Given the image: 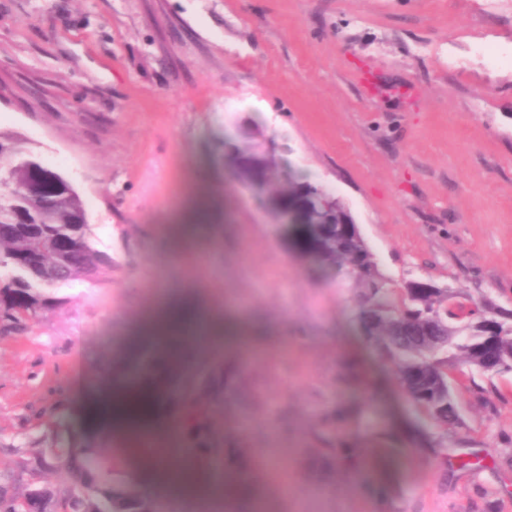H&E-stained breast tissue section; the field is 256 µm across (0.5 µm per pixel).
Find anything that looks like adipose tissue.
<instances>
[{
	"instance_id": "1",
	"label": "adipose tissue",
	"mask_w": 512,
	"mask_h": 512,
	"mask_svg": "<svg viewBox=\"0 0 512 512\" xmlns=\"http://www.w3.org/2000/svg\"><path fill=\"white\" fill-rule=\"evenodd\" d=\"M202 328L211 334L224 332L225 346L236 342L233 321H222L220 315L202 308L183 291L168 300L162 316L142 330L138 343L177 375L193 365L192 343ZM175 337L185 343L182 352L171 350L170 341ZM154 377L151 371L128 374L122 394L89 391L94 405L86 410L87 423L117 432L122 451L138 465L146 490L161 488L182 500L207 504L213 512H226L228 486L211 483L204 461L180 447L183 410L179 402L162 390L151 399L133 401L132 390Z\"/></svg>"
}]
</instances>
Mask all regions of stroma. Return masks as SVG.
<instances>
[{
  "label": "stroma",
  "mask_w": 512,
  "mask_h": 512,
  "mask_svg": "<svg viewBox=\"0 0 512 512\" xmlns=\"http://www.w3.org/2000/svg\"><path fill=\"white\" fill-rule=\"evenodd\" d=\"M498 60L488 62L485 49ZM0 132L80 195L112 259L0 333V472L74 434L93 366L123 370L159 298L265 330L240 354L239 434L265 465L262 512H512V372L429 424L357 331L356 292L300 258L224 166V139L276 142L279 169L333 193L393 287L464 286L512 309V0H0ZM211 239L178 256L197 201ZM381 473L312 472L313 432ZM442 440L443 466L420 450ZM344 418L345 414L339 410L327 411L322 416L316 438L322 446V459L325 463L337 461L348 466H353L356 463L354 451L337 452V448L344 444L339 441L340 424Z\"/></svg>",
  "instance_id": "1"
}]
</instances>
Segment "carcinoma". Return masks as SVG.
Masks as SVG:
<instances>
[{
  "instance_id": "cac0c4a2",
  "label": "carcinoma",
  "mask_w": 512,
  "mask_h": 512,
  "mask_svg": "<svg viewBox=\"0 0 512 512\" xmlns=\"http://www.w3.org/2000/svg\"><path fill=\"white\" fill-rule=\"evenodd\" d=\"M0 321L3 329L16 330L29 317L22 306H13L15 297H25L40 313L54 304L49 290L83 277L97 275L105 268V253L89 239V224L80 196L60 173L52 172L46 193L31 188L32 169L42 166L38 157L20 140L0 133ZM294 249L320 267H331L356 288L359 318L376 314L378 329L369 339L380 359L393 364L399 382L414 372L422 380L406 386L409 400L430 423L450 430L458 424L454 385L450 377L467 376L470 386L479 388L473 344L483 335L485 325L496 323L505 337L503 361L498 373L512 372V317L492 297L475 296L457 286L435 287L424 295L417 281L394 288L382 274L373 253L362 239L347 240L339 235L321 236L311 227L297 231ZM238 365L224 355L223 347L202 348L192 371L180 382L177 397L185 410L181 448L206 452L212 475L230 477L238 485L240 507L229 512H257L258 504L248 501L263 481L262 470L254 459L245 456L239 435L222 434L216 427L224 412L247 399L237 384ZM341 411L323 414L316 438L326 463L337 461L353 466L352 451L337 452ZM77 447L59 458L74 477V482L52 491L54 503L62 512H108L109 506L134 509V492L123 490L112 480V468L96 453L112 446L105 432L77 436ZM41 451L26 450L19 461V473L8 475L0 484V512H25L26 494L14 491V484L27 475L31 478L48 469Z\"/></svg>"
}]
</instances>
